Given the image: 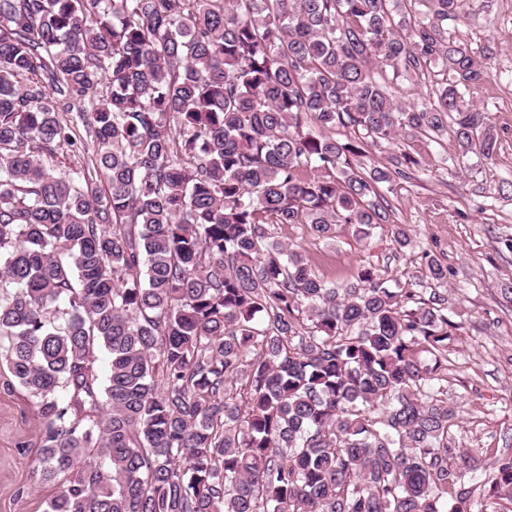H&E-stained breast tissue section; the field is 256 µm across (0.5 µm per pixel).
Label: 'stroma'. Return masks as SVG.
Instances as JSON below:
<instances>
[{
  "label": "stroma",
  "instance_id": "35a3bbf8",
  "mask_svg": "<svg viewBox=\"0 0 512 512\" xmlns=\"http://www.w3.org/2000/svg\"><path fill=\"white\" fill-rule=\"evenodd\" d=\"M448 29L475 51L493 54L492 78L472 94L499 134L493 163L460 156L446 137L369 147V166L388 164L400 150L418 161L386 194L391 223L411 237L399 252L384 233L359 241L342 230L315 239L301 226L279 225L274 234L299 246L321 277L341 285L353 283L359 266L369 263L423 291L425 255L447 266L442 292L458 328L448 343L444 388L459 417L456 444L512 454V304L501 296L512 282V0H482L475 16ZM5 378L0 370V512H45L62 484L41 480L37 413L21 388H4Z\"/></svg>",
  "mask_w": 512,
  "mask_h": 512
}]
</instances>
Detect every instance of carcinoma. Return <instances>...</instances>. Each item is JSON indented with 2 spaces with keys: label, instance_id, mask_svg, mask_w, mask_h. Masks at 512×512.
I'll return each mask as SVG.
<instances>
[{
  "label": "carcinoma",
  "instance_id": "1",
  "mask_svg": "<svg viewBox=\"0 0 512 512\" xmlns=\"http://www.w3.org/2000/svg\"><path fill=\"white\" fill-rule=\"evenodd\" d=\"M475 2L0 0V366L66 480L47 512H477L447 299L370 264L338 288L270 230L402 249L382 190L416 161L368 145L494 159L491 57L448 29ZM429 75L428 102L390 90ZM85 136L92 167L46 166Z\"/></svg>",
  "mask_w": 512,
  "mask_h": 512
}]
</instances>
